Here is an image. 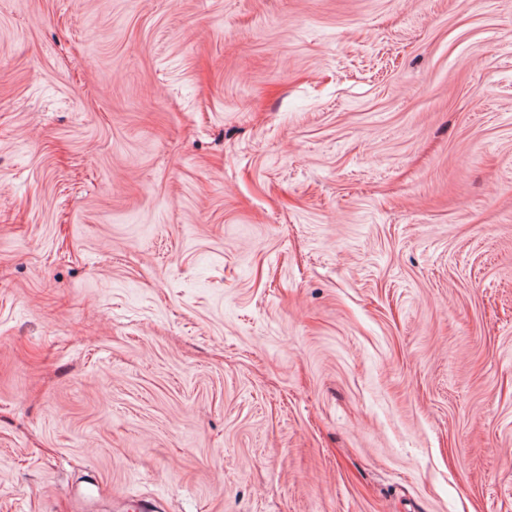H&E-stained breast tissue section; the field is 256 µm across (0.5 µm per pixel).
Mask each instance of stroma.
<instances>
[{
	"mask_svg": "<svg viewBox=\"0 0 512 512\" xmlns=\"http://www.w3.org/2000/svg\"><path fill=\"white\" fill-rule=\"evenodd\" d=\"M512 512V0H0V512Z\"/></svg>",
	"mask_w": 512,
	"mask_h": 512,
	"instance_id": "stroma-1",
	"label": "stroma"
}]
</instances>
